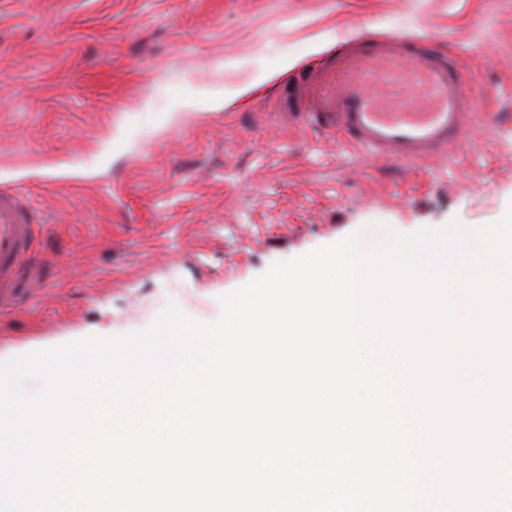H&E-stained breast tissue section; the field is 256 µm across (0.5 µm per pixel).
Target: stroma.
<instances>
[{
	"label": "stroma",
	"mask_w": 512,
	"mask_h": 512,
	"mask_svg": "<svg viewBox=\"0 0 512 512\" xmlns=\"http://www.w3.org/2000/svg\"><path fill=\"white\" fill-rule=\"evenodd\" d=\"M430 38L480 114L450 157L369 162L275 91L337 40ZM35 216L36 292L0 364L203 323L222 296L365 228L483 231L512 207V0H0V189Z\"/></svg>",
	"instance_id": "1"
}]
</instances>
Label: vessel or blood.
Masks as SVG:
<instances>
[{
  "label": "vessel or blood",
  "instance_id": "vessel-or-blood-1",
  "mask_svg": "<svg viewBox=\"0 0 512 512\" xmlns=\"http://www.w3.org/2000/svg\"><path fill=\"white\" fill-rule=\"evenodd\" d=\"M373 161L414 164L447 156L471 132L475 103L458 59L431 39L359 36L284 96ZM33 226L21 198L0 194V310L15 308L34 279L26 260Z\"/></svg>",
  "mask_w": 512,
  "mask_h": 512
}]
</instances>
